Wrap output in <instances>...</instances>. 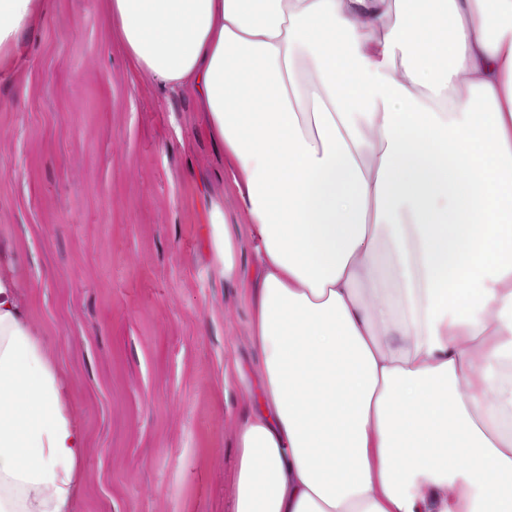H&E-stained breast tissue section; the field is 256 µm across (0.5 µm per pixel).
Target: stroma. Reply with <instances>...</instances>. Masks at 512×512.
<instances>
[{"instance_id":"stroma-1","label":"stroma","mask_w":512,"mask_h":512,"mask_svg":"<svg viewBox=\"0 0 512 512\" xmlns=\"http://www.w3.org/2000/svg\"><path fill=\"white\" fill-rule=\"evenodd\" d=\"M107 31L104 0H49L0 71V251L86 436L76 512H226L259 364L202 198L244 217L194 92L134 80Z\"/></svg>"}]
</instances>
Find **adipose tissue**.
<instances>
[{"label":"adipose tissue","mask_w":512,"mask_h":512,"mask_svg":"<svg viewBox=\"0 0 512 512\" xmlns=\"http://www.w3.org/2000/svg\"><path fill=\"white\" fill-rule=\"evenodd\" d=\"M48 6L0 0V69ZM108 9L135 79L194 89L246 217L261 370L229 512H512V0ZM84 451L1 259L0 512H72Z\"/></svg>","instance_id":"obj_1"}]
</instances>
